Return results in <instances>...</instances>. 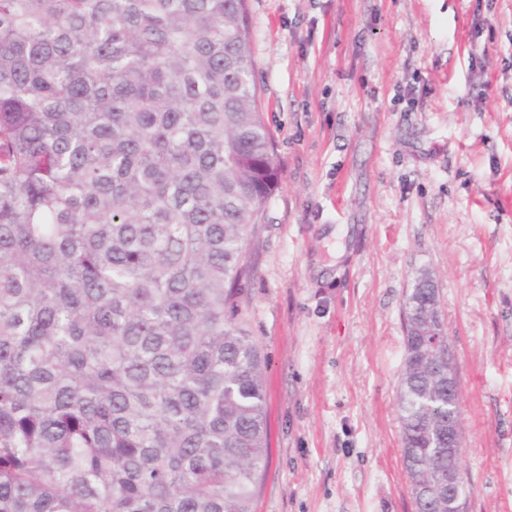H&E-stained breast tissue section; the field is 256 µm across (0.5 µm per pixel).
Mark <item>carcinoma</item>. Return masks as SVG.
Segmentation results:
<instances>
[{
  "mask_svg": "<svg viewBox=\"0 0 512 512\" xmlns=\"http://www.w3.org/2000/svg\"><path fill=\"white\" fill-rule=\"evenodd\" d=\"M248 0H0V512H253L249 230L279 185ZM404 301L417 512H448V364Z\"/></svg>",
  "mask_w": 512,
  "mask_h": 512,
  "instance_id": "1",
  "label": "carcinoma"
}]
</instances>
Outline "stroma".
Masks as SVG:
<instances>
[{"label": "stroma", "mask_w": 512, "mask_h": 512, "mask_svg": "<svg viewBox=\"0 0 512 512\" xmlns=\"http://www.w3.org/2000/svg\"><path fill=\"white\" fill-rule=\"evenodd\" d=\"M249 5L280 175L241 296L264 364L254 512H415L398 388L422 268L460 381L466 512H512V0Z\"/></svg>", "instance_id": "stroma-1"}]
</instances>
